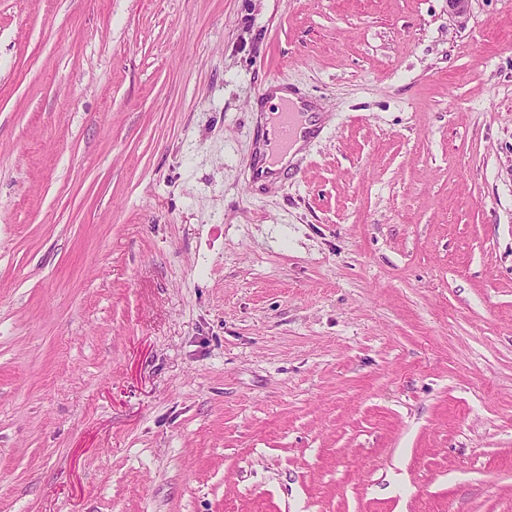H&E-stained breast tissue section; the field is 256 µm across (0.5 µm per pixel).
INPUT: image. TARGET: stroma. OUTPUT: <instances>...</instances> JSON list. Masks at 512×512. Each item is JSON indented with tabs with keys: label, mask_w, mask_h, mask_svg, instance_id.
I'll use <instances>...</instances> for the list:
<instances>
[{
	"label": "stroma",
	"mask_w": 512,
	"mask_h": 512,
	"mask_svg": "<svg viewBox=\"0 0 512 512\" xmlns=\"http://www.w3.org/2000/svg\"><path fill=\"white\" fill-rule=\"evenodd\" d=\"M0 512H512V0H0ZM288 95L285 91L275 90L272 103L276 104L280 97L285 98H281L275 112L270 113L269 121L256 132L259 152L262 154L265 165L254 171L253 177L256 181L270 182L285 179L289 174L286 173V167H278L283 157L292 149L301 134L303 137L312 135V131L305 127L310 124L309 112H304L302 101V106H298L286 97ZM306 143L307 140H299L293 147L291 155L298 153Z\"/></svg>",
	"instance_id": "stroma-1"
}]
</instances>
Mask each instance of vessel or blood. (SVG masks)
<instances>
[{
    "instance_id": "obj_1",
    "label": "vessel or blood",
    "mask_w": 512,
    "mask_h": 512,
    "mask_svg": "<svg viewBox=\"0 0 512 512\" xmlns=\"http://www.w3.org/2000/svg\"><path fill=\"white\" fill-rule=\"evenodd\" d=\"M309 115L289 98H282L268 122L256 133L259 152L264 165L256 169L254 178L270 182L285 178L286 169L281 161L292 149L300 135L306 134Z\"/></svg>"
}]
</instances>
